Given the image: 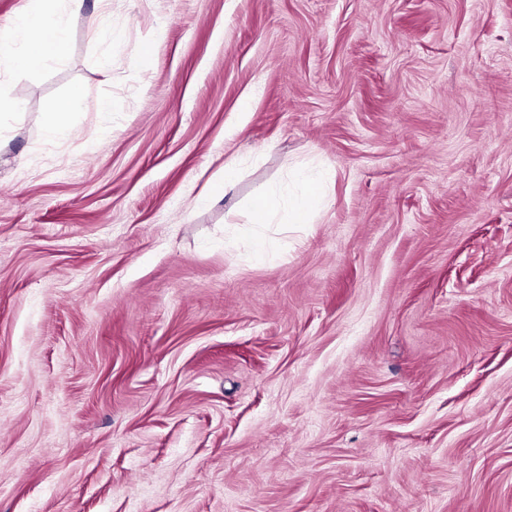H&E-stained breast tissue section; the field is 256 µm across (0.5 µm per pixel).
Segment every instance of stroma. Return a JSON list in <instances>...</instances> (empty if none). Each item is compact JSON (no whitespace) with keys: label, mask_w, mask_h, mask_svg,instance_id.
Instances as JSON below:
<instances>
[{"label":"stroma","mask_w":512,"mask_h":512,"mask_svg":"<svg viewBox=\"0 0 512 512\" xmlns=\"http://www.w3.org/2000/svg\"><path fill=\"white\" fill-rule=\"evenodd\" d=\"M0 96V512H512V0H84ZM82 101V93L74 91L60 99L53 105V112L49 113L46 126V136L51 139H62L71 136V117L77 111ZM325 176L321 172H300L296 176V188L288 201V221L292 224L309 223L321 193ZM281 208V198L276 192L259 197L253 204L255 224H270Z\"/></svg>","instance_id":"1"}]
</instances>
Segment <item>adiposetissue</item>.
Listing matches in <instances>:
<instances>
[{
	"label": "adipose tissue",
	"mask_w": 512,
	"mask_h": 512,
	"mask_svg": "<svg viewBox=\"0 0 512 512\" xmlns=\"http://www.w3.org/2000/svg\"><path fill=\"white\" fill-rule=\"evenodd\" d=\"M51 2L28 0L23 12L0 25V40L8 44L7 50L0 52V60L11 71L26 70L34 64L65 56L68 49L66 21L62 14L51 13ZM324 180L320 172L298 173L295 191L286 204L274 192L259 197L253 204L255 223H271L283 207L288 210L289 223H309Z\"/></svg>",
	"instance_id": "1"
}]
</instances>
